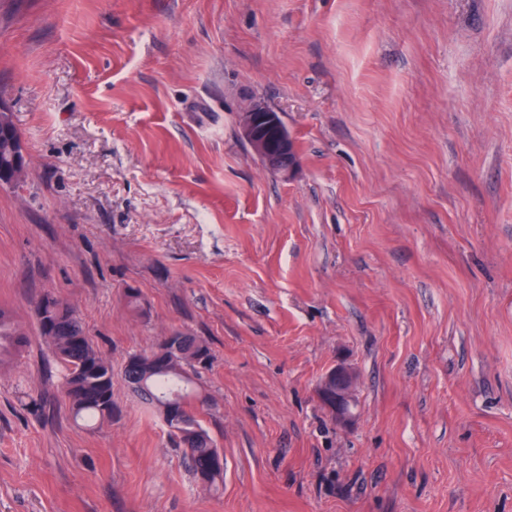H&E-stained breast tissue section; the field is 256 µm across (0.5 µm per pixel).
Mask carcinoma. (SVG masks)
I'll use <instances>...</instances> for the list:
<instances>
[{"label": "carcinoma", "instance_id": "1", "mask_svg": "<svg viewBox=\"0 0 512 512\" xmlns=\"http://www.w3.org/2000/svg\"><path fill=\"white\" fill-rule=\"evenodd\" d=\"M16 128L13 114L0 112V171L14 168ZM45 305L35 307L39 335L49 345L63 373L62 392L74 414L89 423L109 419L112 401V364L86 336L76 311L59 295L44 294ZM180 353H164L161 346L133 355L136 363L123 371L124 381L144 405L159 412L168 436L182 449L194 478L207 489L224 483V454L191 410L194 401L209 403L198 393L193 376L201 361H210L207 343L188 332H173ZM25 346V333L12 313L0 307V365Z\"/></svg>", "mask_w": 512, "mask_h": 512}]
</instances>
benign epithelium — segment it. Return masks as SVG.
Segmentation results:
<instances>
[{
  "label": "benign epithelium",
  "mask_w": 512,
  "mask_h": 512,
  "mask_svg": "<svg viewBox=\"0 0 512 512\" xmlns=\"http://www.w3.org/2000/svg\"><path fill=\"white\" fill-rule=\"evenodd\" d=\"M239 130L243 140L264 166L274 174L287 177L297 159L288 130L282 128L278 114L265 101L249 100L239 113ZM357 374L351 365L339 361L322 378L316 397L328 405L331 416L346 425L356 417Z\"/></svg>",
  "instance_id": "1"
}]
</instances>
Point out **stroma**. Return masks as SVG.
Segmentation results:
<instances>
[{"label": "stroma", "mask_w": 512, "mask_h": 512, "mask_svg": "<svg viewBox=\"0 0 512 512\" xmlns=\"http://www.w3.org/2000/svg\"><path fill=\"white\" fill-rule=\"evenodd\" d=\"M265 101L286 178L242 140ZM0 512H512V0H0ZM145 314L127 306L128 289ZM53 292L112 364L89 427L35 326ZM181 330L212 359L190 474L129 391ZM358 375L338 425L316 387ZM239 130L243 140L264 166L274 174L288 177L296 165L297 158L288 130L282 128L279 115L265 101L249 100L239 111ZM273 130L270 138L267 131ZM16 130L13 122V114L9 112H0V171H12L14 160L12 157L14 136ZM25 333L12 313L0 307V365L8 363L25 346Z\"/></svg>", "instance_id": "35a3bbf8"}]
</instances>
